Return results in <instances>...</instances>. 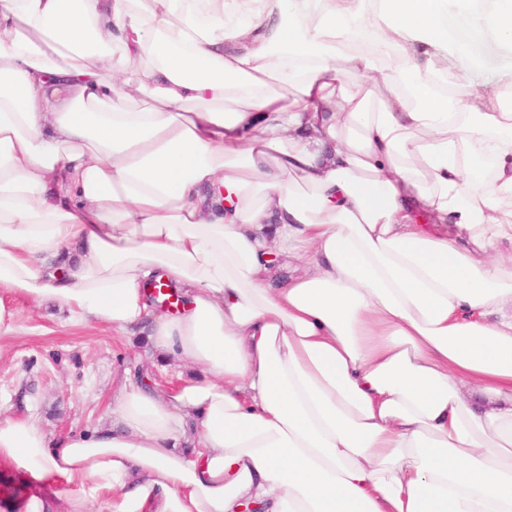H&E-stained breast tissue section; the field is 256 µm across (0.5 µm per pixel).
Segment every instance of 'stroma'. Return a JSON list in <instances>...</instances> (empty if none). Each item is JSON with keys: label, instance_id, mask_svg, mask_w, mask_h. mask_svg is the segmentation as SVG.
Returning <instances> with one entry per match:
<instances>
[{"label": "stroma", "instance_id": "35a3bbf8", "mask_svg": "<svg viewBox=\"0 0 512 512\" xmlns=\"http://www.w3.org/2000/svg\"><path fill=\"white\" fill-rule=\"evenodd\" d=\"M481 58L469 76L449 69L447 80H467L477 90L492 81L503 61L490 41L472 44ZM16 314L13 333L0 335V419L36 417L54 438L93 430L112 404L116 374H141L146 387L163 391L178 383L179 370L163 365L145 332L113 335L111 328H89L70 321L69 314L51 301L34 302L17 293L0 294ZM57 487L53 476L40 478L0 464V512H20L32 496Z\"/></svg>", "mask_w": 512, "mask_h": 512}]
</instances>
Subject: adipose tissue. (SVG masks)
Here are the masks:
<instances>
[{
  "instance_id": "ef3b65f1",
  "label": "adipose tissue",
  "mask_w": 512,
  "mask_h": 512,
  "mask_svg": "<svg viewBox=\"0 0 512 512\" xmlns=\"http://www.w3.org/2000/svg\"><path fill=\"white\" fill-rule=\"evenodd\" d=\"M453 22L512 55V0H0V289L187 371L0 419L29 512H512V64L443 90Z\"/></svg>"
}]
</instances>
